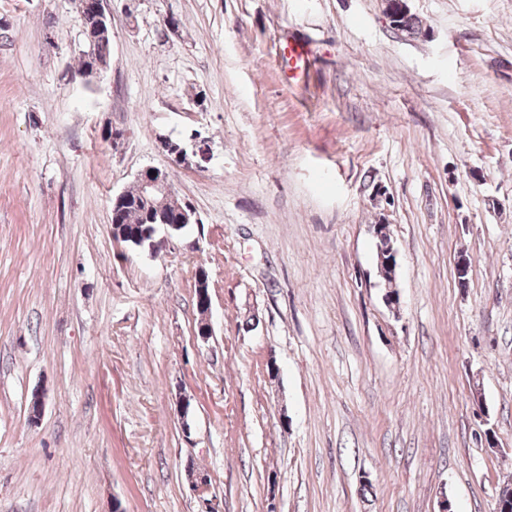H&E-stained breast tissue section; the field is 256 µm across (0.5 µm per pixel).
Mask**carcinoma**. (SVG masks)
<instances>
[{
  "label": "carcinoma",
  "instance_id": "obj_1",
  "mask_svg": "<svg viewBox=\"0 0 512 512\" xmlns=\"http://www.w3.org/2000/svg\"><path fill=\"white\" fill-rule=\"evenodd\" d=\"M79 7L83 20V34L88 37L82 50L81 67L87 68L91 58L103 63L109 62L111 34H95L96 17L90 8L89 0H79ZM390 24L393 29L409 35L422 34L421 21L408 10L394 14ZM192 223L194 217L190 215L186 203L170 195H159L147 204L142 200L140 186L137 184L124 191L122 203L112 204V237L133 250L148 249L146 243L134 245L129 242V236L134 233L142 234L152 229L154 224H179L184 230Z\"/></svg>",
  "mask_w": 512,
  "mask_h": 512
}]
</instances>
